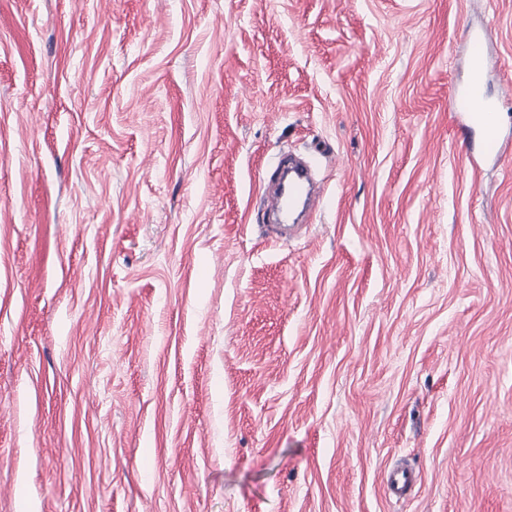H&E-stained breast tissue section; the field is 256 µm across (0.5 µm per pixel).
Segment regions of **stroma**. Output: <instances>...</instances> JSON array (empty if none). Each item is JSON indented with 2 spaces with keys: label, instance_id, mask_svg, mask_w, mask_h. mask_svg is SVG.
I'll list each match as a JSON object with an SVG mask.
<instances>
[{
  "label": "stroma",
  "instance_id": "obj_1",
  "mask_svg": "<svg viewBox=\"0 0 512 512\" xmlns=\"http://www.w3.org/2000/svg\"><path fill=\"white\" fill-rule=\"evenodd\" d=\"M473 28L512 142V0H0V512H512ZM471 49V79L466 88L451 85L448 88V109L453 113L465 112L469 121L479 127L483 151L487 156L500 157L506 151L502 139L498 105L482 95L486 67L483 45L477 37L469 41ZM290 165L291 169L294 171V176L288 182V192L278 190L266 197L267 209L273 214H282L288 212V209H294L297 200L300 205L305 192L307 177L304 172L294 168L291 164V160H288V158L282 159L279 162V166L284 168H288Z\"/></svg>",
  "mask_w": 512,
  "mask_h": 512
}]
</instances>
